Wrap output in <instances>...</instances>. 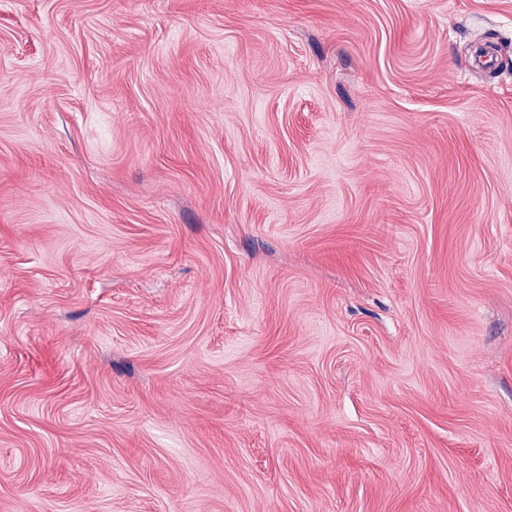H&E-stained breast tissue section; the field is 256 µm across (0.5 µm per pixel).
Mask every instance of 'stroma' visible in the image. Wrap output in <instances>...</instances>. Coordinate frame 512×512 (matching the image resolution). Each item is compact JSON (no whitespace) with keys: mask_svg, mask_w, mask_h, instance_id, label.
<instances>
[{"mask_svg":"<svg viewBox=\"0 0 512 512\" xmlns=\"http://www.w3.org/2000/svg\"><path fill=\"white\" fill-rule=\"evenodd\" d=\"M0 512H512V0H0Z\"/></svg>","mask_w":512,"mask_h":512,"instance_id":"obj_1","label":"stroma"}]
</instances>
